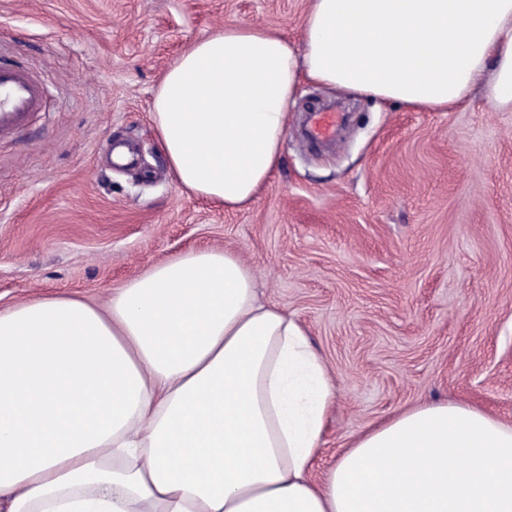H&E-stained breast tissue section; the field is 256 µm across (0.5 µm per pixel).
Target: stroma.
Instances as JSON below:
<instances>
[{
    "instance_id": "obj_1",
    "label": "stroma",
    "mask_w": 512,
    "mask_h": 512,
    "mask_svg": "<svg viewBox=\"0 0 512 512\" xmlns=\"http://www.w3.org/2000/svg\"><path fill=\"white\" fill-rule=\"evenodd\" d=\"M313 0H0V60L53 96L0 139V309L100 306L149 266L230 250L294 314L337 401L316 470L401 408L457 401L512 422V111L426 112L302 82L283 161L248 207L186 191L151 116L162 75L231 24L302 41ZM348 111L327 151L305 110Z\"/></svg>"
}]
</instances>
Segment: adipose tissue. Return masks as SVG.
I'll list each match as a JSON object with an SVG mask.
<instances>
[{"instance_id":"obj_1","label":"adipose tissue","mask_w":512,"mask_h":512,"mask_svg":"<svg viewBox=\"0 0 512 512\" xmlns=\"http://www.w3.org/2000/svg\"><path fill=\"white\" fill-rule=\"evenodd\" d=\"M447 111L512 110V0H314L303 46L233 24L160 79L176 180L228 209L282 161L302 81ZM335 383L306 329L228 250L151 266L106 306L0 310V512H512V425L403 408L314 462Z\"/></svg>"}]
</instances>
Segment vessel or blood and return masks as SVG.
Segmentation results:
<instances>
[{"label": "vessel or blood", "instance_id": "vessel-or-blood-1", "mask_svg": "<svg viewBox=\"0 0 512 512\" xmlns=\"http://www.w3.org/2000/svg\"><path fill=\"white\" fill-rule=\"evenodd\" d=\"M45 95L43 86L27 72L0 67V137L24 126L37 112ZM338 117L333 112H316L308 129L310 140H332Z\"/></svg>", "mask_w": 512, "mask_h": 512}]
</instances>
